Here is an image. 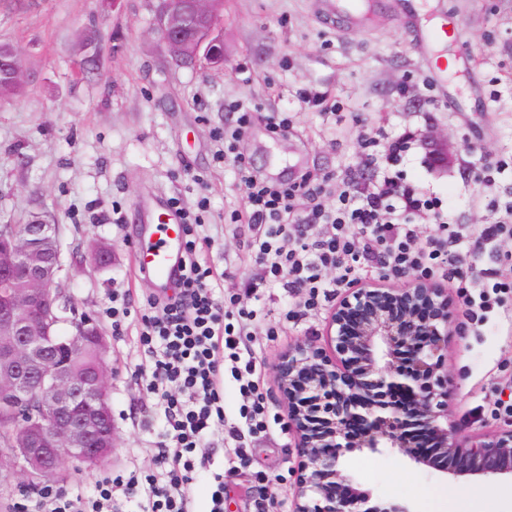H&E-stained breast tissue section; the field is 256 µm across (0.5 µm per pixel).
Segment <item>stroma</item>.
<instances>
[{
	"instance_id": "1",
	"label": "stroma",
	"mask_w": 512,
	"mask_h": 512,
	"mask_svg": "<svg viewBox=\"0 0 512 512\" xmlns=\"http://www.w3.org/2000/svg\"><path fill=\"white\" fill-rule=\"evenodd\" d=\"M319 5L224 0V66L192 69L167 61L151 0H0V43L13 47L25 74L19 94L0 101V224L49 216L61 248L59 286L111 345L116 445L103 466L64 463L59 486L70 494L92 495L107 474L156 468L163 414L134 375L147 360L137 317L155 291L133 265L143 196L178 199L205 224L214 242L203 258L223 272L224 297L261 273L248 246L253 230L237 221L243 189L233 155L220 154L215 139L237 120L233 103L250 116L238 152L263 175L298 163L321 178L368 183L374 169L364 163L362 137L381 126L393 136L416 132L399 168L451 207L462 233L491 223L493 198L512 192V0H376L375 21L364 29L320 20ZM407 6L425 29L449 19L448 41L420 45L398 16ZM444 54L454 69L439 78L430 64ZM318 91L329 94L323 107L300 103V93ZM270 112L284 119V130L267 126ZM486 168L495 179L489 187L479 179ZM100 244L112 249L109 266L90 261ZM116 288L129 291L137 312L118 331L104 313ZM448 300L450 418L466 432L507 427L498 408L512 403V296L480 323L459 289H449ZM247 306L261 324L244 346L261 365L259 390L276 421L244 464L215 427L205 442L212 468L192 475L195 512H209L217 473L224 512H256L260 503L269 512L293 509L294 436L273 364L298 342L323 344L335 305L309 311L302 296L275 287ZM268 324L278 335L265 334ZM344 461L373 500L404 501L413 512H443L438 495L454 485L387 448L354 450Z\"/></svg>"
}]
</instances>
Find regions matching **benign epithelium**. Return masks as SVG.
Instances as JSON below:
<instances>
[{"label":"benign epithelium","instance_id":"7a95c632","mask_svg":"<svg viewBox=\"0 0 512 512\" xmlns=\"http://www.w3.org/2000/svg\"><path fill=\"white\" fill-rule=\"evenodd\" d=\"M155 2L154 29L174 64L223 65V0ZM61 271L55 225L42 215L0 225V410L17 422L0 437V478L22 488L52 479L67 459L102 466L114 447L109 342L87 316L75 337L58 333ZM448 336V294L433 282L355 285L330 316L325 346L300 342L277 356L297 458L293 512H412L355 487L342 462L353 449H395L456 478L512 476V428L462 435L448 422ZM74 343L100 362L79 374L59 361Z\"/></svg>","mask_w":512,"mask_h":512}]
</instances>
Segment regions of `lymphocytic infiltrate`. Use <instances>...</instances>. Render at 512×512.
Returning a JSON list of instances; mask_svg holds the SVG:
<instances>
[{
  "instance_id": "obj_1",
  "label": "lymphocytic infiltrate",
  "mask_w": 512,
  "mask_h": 512,
  "mask_svg": "<svg viewBox=\"0 0 512 512\" xmlns=\"http://www.w3.org/2000/svg\"><path fill=\"white\" fill-rule=\"evenodd\" d=\"M376 152L369 163L374 179L358 186L344 179L332 188L307 177L288 186L271 184L240 167L244 188L243 223L257 227L250 242L256 262L279 280L282 288L304 297L315 309L335 299L340 288L360 282L377 258L390 276H424L477 288L468 305L488 313L512 294V280L473 283L459 266L461 250L472 252L512 239V199L493 204L494 220L477 235L452 228L453 219L441 204L406 182L396 166L407 138H368ZM431 227L421 236L419 225ZM182 267L173 295L147 300L140 343L149 357L137 376L164 406L165 442L155 452L156 472H134L127 479L100 480L92 500L70 498L60 488L45 485L39 492L43 512H111L115 492L137 500L140 512H193L189 476L206 466L200 447L205 436L223 425L238 445L266 435L268 409L255 379V356H243L240 343L257 314L244 311L238 324L226 323L224 299L217 296L216 274L201 264L203 243L197 224L185 221ZM239 384L241 421L227 425L224 417V376Z\"/></svg>"
}]
</instances>
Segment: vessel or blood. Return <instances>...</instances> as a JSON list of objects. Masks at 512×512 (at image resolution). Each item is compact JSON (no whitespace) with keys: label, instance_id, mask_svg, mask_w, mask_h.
<instances>
[{"label":"vessel or blood","instance_id":"obj_1","mask_svg":"<svg viewBox=\"0 0 512 512\" xmlns=\"http://www.w3.org/2000/svg\"><path fill=\"white\" fill-rule=\"evenodd\" d=\"M323 10L354 28L366 27L371 18L369 0H323ZM140 221L146 230L132 244L136 269L159 287H174L184 248L180 214L159 195L143 204Z\"/></svg>","mask_w":512,"mask_h":512}]
</instances>
